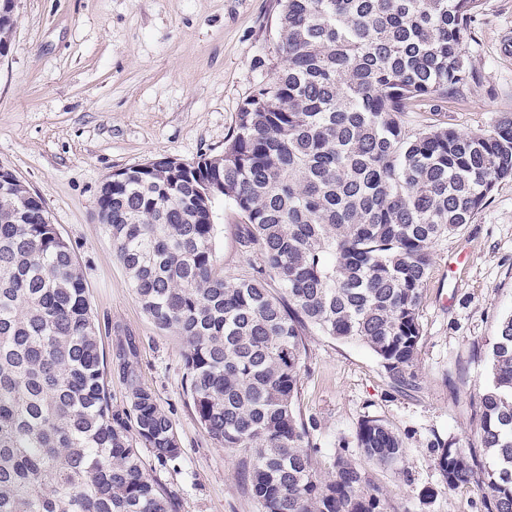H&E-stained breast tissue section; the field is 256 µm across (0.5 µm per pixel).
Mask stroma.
<instances>
[{
  "label": "stroma",
  "mask_w": 512,
  "mask_h": 512,
  "mask_svg": "<svg viewBox=\"0 0 512 512\" xmlns=\"http://www.w3.org/2000/svg\"><path fill=\"white\" fill-rule=\"evenodd\" d=\"M278 0H17L10 53L0 58V165L43 199L76 254L95 316L113 410L126 406L119 355L172 418L181 457L147 473L176 497L177 512H261L244 482L250 454L218 447L188 399L176 332L143 311L112 240L97 219L112 173L159 157L193 162L224 150L235 116L282 61ZM512 0H484L467 54L478 79L461 96L424 101L408 130L442 113L462 134L512 113ZM214 247L227 278L260 265L240 241L231 200L214 207ZM512 314V180L500 181L471 223L439 239L420 308L414 389L391 387L368 348L317 333L305 338L295 407L314 425L322 478L336 456L365 470L388 512H485L481 494L443 483L434 437L474 438L492 340ZM386 421L405 441L401 463L382 468L355 441L360 422Z\"/></svg>",
  "instance_id": "35a3bbf8"
}]
</instances>
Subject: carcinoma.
Returning <instances> with one entry per match:
<instances>
[{
  "mask_svg": "<svg viewBox=\"0 0 512 512\" xmlns=\"http://www.w3.org/2000/svg\"><path fill=\"white\" fill-rule=\"evenodd\" d=\"M284 58L236 113L222 156L112 174L98 198L144 312L183 338L186 392L227 450L251 452L262 512H386L342 456L321 478L296 413L304 336L369 348L398 389L414 387L433 246L512 178V115L461 134L437 119L410 134L417 102L477 80L466 47L482 0H280ZM0 174V512H176L147 474L181 448L154 393L123 362L127 408L112 410L85 279L40 201ZM217 183L224 192L209 194ZM244 219L262 265L224 278L213 248L219 197ZM276 282L278 288L270 287ZM480 447L435 438L450 489L512 512V313L491 345ZM357 446L383 468L404 440L376 417Z\"/></svg>",
  "mask_w": 512,
  "mask_h": 512,
  "instance_id": "1",
  "label": "carcinoma"
}]
</instances>
